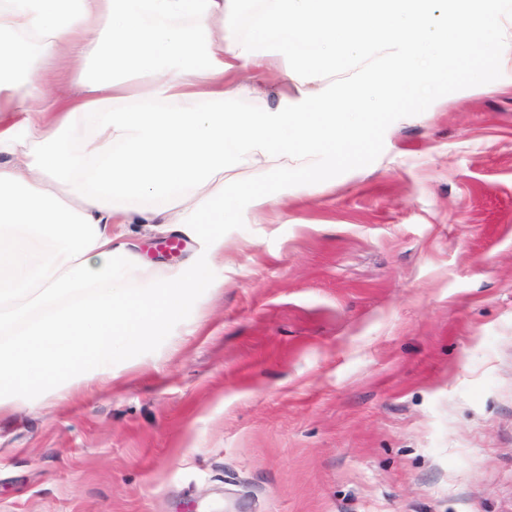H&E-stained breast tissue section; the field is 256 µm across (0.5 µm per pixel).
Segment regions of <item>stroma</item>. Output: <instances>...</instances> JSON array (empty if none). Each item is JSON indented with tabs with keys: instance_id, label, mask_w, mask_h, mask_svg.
Wrapping results in <instances>:
<instances>
[{
	"instance_id": "stroma-1",
	"label": "stroma",
	"mask_w": 512,
	"mask_h": 512,
	"mask_svg": "<svg viewBox=\"0 0 512 512\" xmlns=\"http://www.w3.org/2000/svg\"><path fill=\"white\" fill-rule=\"evenodd\" d=\"M483 8L495 65L268 182L222 252L114 225L210 278L111 376L0 410V512H512V0Z\"/></svg>"
}]
</instances>
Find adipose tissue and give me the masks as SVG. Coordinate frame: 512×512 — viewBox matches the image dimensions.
<instances>
[{"label":"adipose tissue","mask_w":512,"mask_h":512,"mask_svg":"<svg viewBox=\"0 0 512 512\" xmlns=\"http://www.w3.org/2000/svg\"><path fill=\"white\" fill-rule=\"evenodd\" d=\"M232 2L0 0V408L30 402L40 379L111 374L208 280L204 264L188 277L143 264L114 243V220L201 224L223 250L217 227L241 201L273 200L225 190V160L264 175L296 155L349 164L364 115L348 100L411 97L489 22L471 0H258L243 33ZM376 31L385 53L368 79L327 85ZM61 61L68 99L51 87ZM271 72L276 108L225 111L262 98ZM129 75L142 79L132 108ZM137 198L157 206L127 209Z\"/></svg>","instance_id":"1"}]
</instances>
